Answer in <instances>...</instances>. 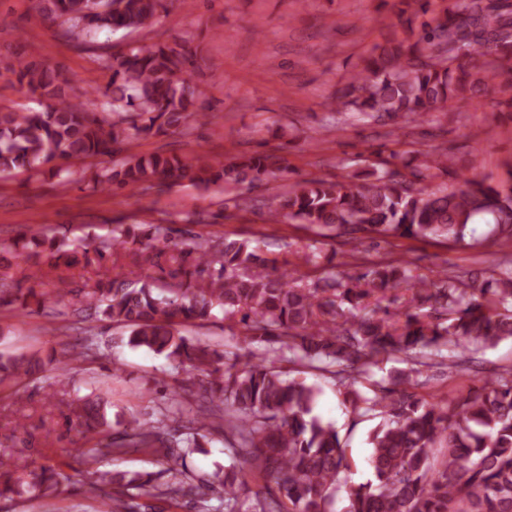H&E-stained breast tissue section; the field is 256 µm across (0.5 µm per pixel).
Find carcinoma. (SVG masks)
<instances>
[{
    "label": "carcinoma",
    "instance_id": "1",
    "mask_svg": "<svg viewBox=\"0 0 512 512\" xmlns=\"http://www.w3.org/2000/svg\"><path fill=\"white\" fill-rule=\"evenodd\" d=\"M406 16L401 38L373 47L364 65L338 91L331 113L357 111L379 121L446 112L454 101L483 97L497 76L512 70V4L509 0H452L434 13L435 0H397ZM167 0H42V11L70 22L65 37L91 50L89 37L101 28L146 29ZM112 72L102 95L116 118H97L67 93L68 80L46 63L17 61L20 84L46 101L32 112H0V173H38L59 158L120 160L94 173L97 187L188 179L226 193L285 170L268 152L232 156L213 163L201 155H140L134 140L200 122L205 92L193 79L194 58L182 46L132 47L105 60ZM446 148L425 155L406 177L385 167L365 168L347 179L295 182L268 204V219L297 221L336 236H399L467 246L475 219L491 225L489 235L512 246V163L499 183L476 176L455 190L422 185L452 175ZM162 224H126L119 234L67 249L54 228L43 226L0 252L26 264L23 280L0 283V303L41 309L66 297L93 309L99 319L125 329L128 343L190 370L184 393L197 403H217L221 415L181 421L173 415L146 426L128 421L112 434L99 400L77 405L74 418L86 447L74 456L89 465L129 448L166 464L156 472L117 471L99 475L90 492L112 485L100 497L109 512H128L133 496L224 500V512H334L341 474L349 467L347 444L335 426L313 414L319 389L285 377L275 363L285 353L329 375L344 403L359 417L380 418L369 434L373 480L353 487L343 512H512V368L485 377L466 396L444 403L419 395L416 376L448 351L486 346L512 337V270L482 283L463 275L413 280L396 260L373 262L340 279L325 276L304 285L302 276L269 267L252 241L224 237L214 242L193 235L177 241ZM126 244L158 280L98 281L72 288L64 278L49 292L32 283L43 267L100 264ZM407 284L412 298L403 311L358 315L371 297L381 300ZM222 312L233 322L239 353L229 358L184 333ZM402 354L410 367L389 379H373L381 355ZM37 354H0V386L18 384L44 370ZM212 435L229 440L231 454L247 470L217 468L204 476L186 471V456ZM260 484L249 500L239 492L247 480ZM70 481L62 465L19 473L0 457V498L39 491L55 493Z\"/></svg>",
    "mask_w": 512,
    "mask_h": 512
}]
</instances>
